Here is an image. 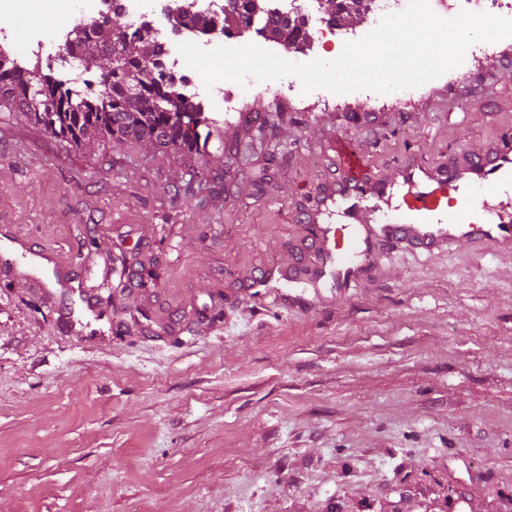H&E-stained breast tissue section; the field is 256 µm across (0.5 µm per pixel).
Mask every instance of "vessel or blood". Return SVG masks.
<instances>
[{
  "mask_svg": "<svg viewBox=\"0 0 512 512\" xmlns=\"http://www.w3.org/2000/svg\"><path fill=\"white\" fill-rule=\"evenodd\" d=\"M340 175L306 212L317 252L315 264L337 287L356 288L381 256L384 245L435 255L460 240L512 251V199L499 202L496 220L469 201L482 190L498 194L512 187V141L482 157L465 156L443 165L410 160L394 178H369L363 156L339 144ZM345 225H332V216Z\"/></svg>",
  "mask_w": 512,
  "mask_h": 512,
  "instance_id": "1",
  "label": "vessel or blood"
}]
</instances>
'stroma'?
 Instances as JSON below:
<instances>
[{"instance_id": "stroma-1", "label": "stroma", "mask_w": 512, "mask_h": 512, "mask_svg": "<svg viewBox=\"0 0 512 512\" xmlns=\"http://www.w3.org/2000/svg\"><path fill=\"white\" fill-rule=\"evenodd\" d=\"M493 48L399 98L248 81L203 166L1 111L0 512H512V253L388 248L345 291L303 221L339 142L379 177L512 136Z\"/></svg>"}]
</instances>
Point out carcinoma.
<instances>
[{"label": "carcinoma", "instance_id": "carcinoma-1", "mask_svg": "<svg viewBox=\"0 0 512 512\" xmlns=\"http://www.w3.org/2000/svg\"><path fill=\"white\" fill-rule=\"evenodd\" d=\"M262 11L263 0H242L236 21L247 28ZM121 13L117 0H112V15L90 32L82 25L75 27L66 43L67 51H78L88 64L109 62L99 78L107 86L105 91L73 89L37 65L20 70L0 62V106L25 112L46 129L79 143L109 135L119 141H142L156 149L173 146L205 154L213 131L201 105L175 90L174 76L161 62L160 46L148 33L113 23L112 16ZM227 25L226 19L200 12L192 15L186 27L203 33L218 28L224 33ZM268 25L287 48L300 50L308 43L307 24L297 14H271Z\"/></svg>", "mask_w": 512, "mask_h": 512}]
</instances>
